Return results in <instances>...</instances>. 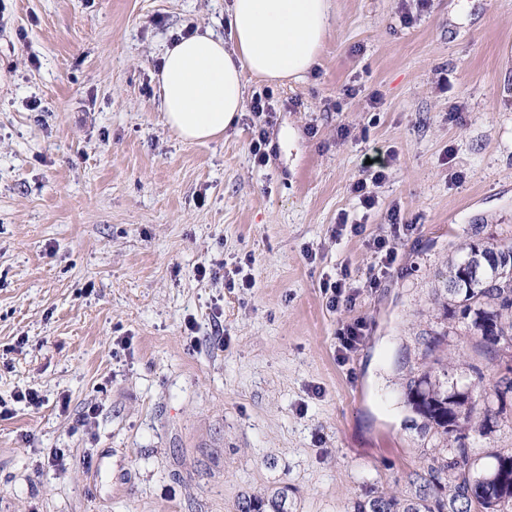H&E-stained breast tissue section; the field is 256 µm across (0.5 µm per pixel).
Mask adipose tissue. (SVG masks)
Segmentation results:
<instances>
[{"instance_id":"adipose-tissue-1","label":"adipose tissue","mask_w":512,"mask_h":512,"mask_svg":"<svg viewBox=\"0 0 512 512\" xmlns=\"http://www.w3.org/2000/svg\"><path fill=\"white\" fill-rule=\"evenodd\" d=\"M229 37L198 31L165 44L157 81L166 124L189 142L221 137L245 106L244 72L304 76L334 15L331 0H231Z\"/></svg>"}]
</instances>
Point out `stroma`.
<instances>
[{
  "label": "stroma",
  "mask_w": 512,
  "mask_h": 512,
  "mask_svg": "<svg viewBox=\"0 0 512 512\" xmlns=\"http://www.w3.org/2000/svg\"><path fill=\"white\" fill-rule=\"evenodd\" d=\"M229 4L0 0V512H238L280 487L291 512H347L411 498L433 454L405 386L439 273L512 239V0H332L306 75H245L267 119L188 143L159 55L191 27L227 34ZM343 266L356 290L334 307L321 285Z\"/></svg>",
  "instance_id": "35a3bbf8"
}]
</instances>
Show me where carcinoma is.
<instances>
[{
    "label": "carcinoma",
    "mask_w": 512,
    "mask_h": 512,
    "mask_svg": "<svg viewBox=\"0 0 512 512\" xmlns=\"http://www.w3.org/2000/svg\"><path fill=\"white\" fill-rule=\"evenodd\" d=\"M436 303L445 323L424 338V358L432 366L410 381L407 402L422 415L442 441L431 463L413 471L409 483L415 497L402 504L394 496L368 494L353 502L351 512H512V449L486 453L492 463L471 470L476 437H488L504 415L512 394V241L485 245L469 243L448 256ZM467 337L474 356L498 364L493 388L483 385L481 368L471 365L474 378L465 383L449 379L442 355L448 326ZM288 489L267 500L245 499L239 512H288Z\"/></svg>",
    "instance_id": "carcinoma-1"
}]
</instances>
